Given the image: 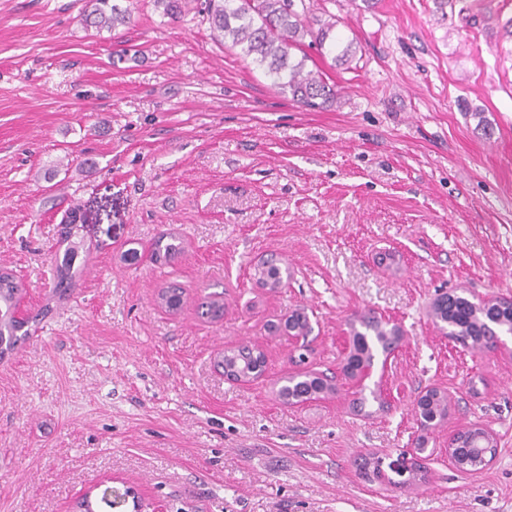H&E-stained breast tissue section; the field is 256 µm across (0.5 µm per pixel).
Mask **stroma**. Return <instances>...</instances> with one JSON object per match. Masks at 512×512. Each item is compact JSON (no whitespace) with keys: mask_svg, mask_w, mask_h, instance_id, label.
<instances>
[{"mask_svg":"<svg viewBox=\"0 0 512 512\" xmlns=\"http://www.w3.org/2000/svg\"><path fill=\"white\" fill-rule=\"evenodd\" d=\"M311 2L357 47L346 67L308 48L338 90L320 109L220 42L205 0L174 21L119 0L132 21L112 33L84 25L85 0H0V268L47 311L0 356V512H72L108 477L145 512H512V354L454 347L430 318L443 293L512 298V0ZM66 233L83 272L61 298ZM271 255L290 274L275 290L254 278ZM297 309L302 366L336 393L293 406L277 391L302 366L268 326ZM369 314L406 341L360 386L342 359ZM243 344L268 362L232 383L214 360ZM433 386L453 401L428 478L369 477L411 447ZM375 388L385 409L355 410ZM468 422L498 453L464 473L446 448Z\"/></svg>","mask_w":512,"mask_h":512,"instance_id":"1","label":"stroma"}]
</instances>
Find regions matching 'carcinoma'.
Listing matches in <instances>:
<instances>
[{
  "label": "carcinoma",
  "instance_id": "cac0c4a2",
  "mask_svg": "<svg viewBox=\"0 0 512 512\" xmlns=\"http://www.w3.org/2000/svg\"><path fill=\"white\" fill-rule=\"evenodd\" d=\"M162 15L177 19L185 12V0H154ZM311 12L307 0H208L207 20L210 29L222 42L241 48L244 56L265 70L278 89L291 94L298 103L308 107H323L336 100V91L326 82L321 70L306 69L309 56L303 53L305 39L309 38L323 57L331 58L333 66L348 64L355 54L353 42H346L338 34L334 21H319V28L308 23ZM86 26L97 31H113L131 21V13L110 0H86L84 18ZM302 52L297 56L295 51ZM77 249H65L56 267V290L63 294L70 290L80 273L74 266ZM20 292L12 273L0 269V346L11 348L28 336L27 319H17L12 308ZM436 325L447 336H465L472 346L482 350L489 346L493 336L509 329L512 324V305L492 304L481 306L462 293H448L437 299ZM361 328L351 327L353 350L351 354L375 358L376 350L388 351V337L399 335V328L372 316L360 320ZM227 363H237L243 376L261 367L252 358L248 347L234 349L224 357ZM332 385L329 377L304 376L289 379L281 386L280 396L299 400L323 386Z\"/></svg>",
  "mask_w": 512,
  "mask_h": 512
}]
</instances>
